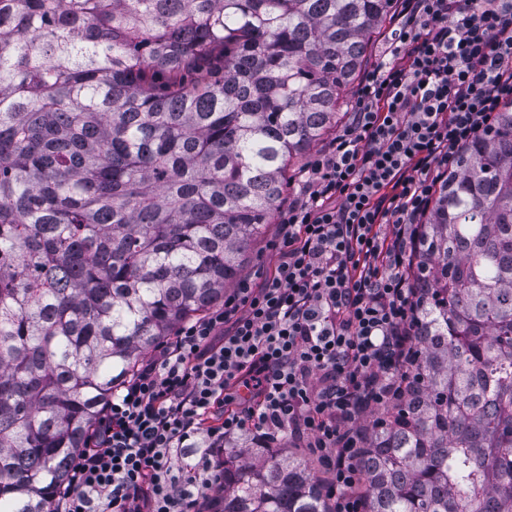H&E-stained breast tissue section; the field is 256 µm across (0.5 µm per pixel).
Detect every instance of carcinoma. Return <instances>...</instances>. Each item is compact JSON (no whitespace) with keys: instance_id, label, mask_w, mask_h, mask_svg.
<instances>
[{"instance_id":"cac0c4a2","label":"carcinoma","mask_w":512,"mask_h":512,"mask_svg":"<svg viewBox=\"0 0 512 512\" xmlns=\"http://www.w3.org/2000/svg\"><path fill=\"white\" fill-rule=\"evenodd\" d=\"M396 0H0V512H53L113 388L224 299ZM417 383L364 512H512V102L421 231ZM223 512H334L224 450Z\"/></svg>"}]
</instances>
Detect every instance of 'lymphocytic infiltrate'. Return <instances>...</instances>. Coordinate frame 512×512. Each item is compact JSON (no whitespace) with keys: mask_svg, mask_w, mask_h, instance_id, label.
<instances>
[{"mask_svg":"<svg viewBox=\"0 0 512 512\" xmlns=\"http://www.w3.org/2000/svg\"><path fill=\"white\" fill-rule=\"evenodd\" d=\"M509 101L512 0H403L349 124L281 219L272 271L122 380L54 512H209L224 441L249 428L311 449L336 512H362L363 420L413 383L434 189Z\"/></svg>","mask_w":512,"mask_h":512,"instance_id":"1","label":"lymphocytic infiltrate"}]
</instances>
